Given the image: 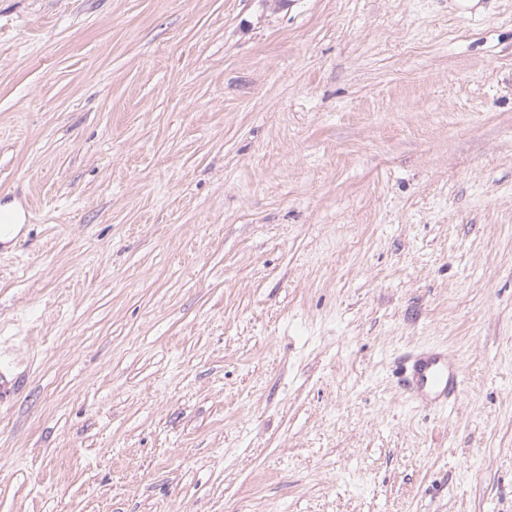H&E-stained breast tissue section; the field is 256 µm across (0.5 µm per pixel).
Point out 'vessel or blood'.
Wrapping results in <instances>:
<instances>
[{"label": "vessel or blood", "mask_w": 512, "mask_h": 512, "mask_svg": "<svg viewBox=\"0 0 512 512\" xmlns=\"http://www.w3.org/2000/svg\"><path fill=\"white\" fill-rule=\"evenodd\" d=\"M401 381L411 403L431 404L447 410L457 403L464 383V370L458 359L439 351L409 352L400 362Z\"/></svg>", "instance_id": "vessel-or-blood-1"}]
</instances>
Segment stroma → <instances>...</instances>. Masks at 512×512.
Returning a JSON list of instances; mask_svg holds the SVG:
<instances>
[{"label": "stroma", "mask_w": 512, "mask_h": 512, "mask_svg": "<svg viewBox=\"0 0 512 512\" xmlns=\"http://www.w3.org/2000/svg\"><path fill=\"white\" fill-rule=\"evenodd\" d=\"M6 206L0 512H512V0H0ZM401 381L413 404H433L441 411L457 405L464 383L461 362L439 351L409 352L400 362Z\"/></svg>", "instance_id": "stroma-1"}]
</instances>
